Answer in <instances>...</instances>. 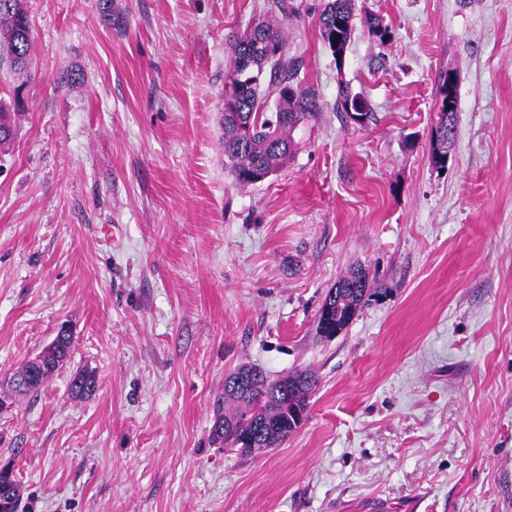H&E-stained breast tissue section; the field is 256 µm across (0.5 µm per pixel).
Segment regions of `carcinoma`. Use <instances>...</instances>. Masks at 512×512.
<instances>
[{
	"instance_id": "obj_1",
	"label": "carcinoma",
	"mask_w": 512,
	"mask_h": 512,
	"mask_svg": "<svg viewBox=\"0 0 512 512\" xmlns=\"http://www.w3.org/2000/svg\"><path fill=\"white\" fill-rule=\"evenodd\" d=\"M355 0H328L320 15V33L325 45L343 59L354 31ZM285 39L277 25L263 24L234 42L231 48L224 93L233 99L234 110L224 113V168L237 185L245 187L261 182L267 172L275 171L292 151L290 132L301 121L320 109L316 92L293 84L295 72L281 64ZM31 49L30 24L23 0H0V70H22ZM277 91L275 111H269L270 90ZM336 106L346 113L356 112L371 118L365 98L343 86ZM439 107L433 134L432 165L445 167L448 157V122ZM17 134L15 119L0 104V146L10 144ZM369 274L356 269L340 278L324 303L331 304L329 317L319 311L317 332L324 337L339 335L352 321L366 295L370 294ZM72 346L45 355L46 367L35 379L18 391L29 395L47 382L63 365ZM253 386L241 392L224 382V396L217 404H237L231 414L216 408L211 438L241 456H249L264 448H275L299 428L297 416L309 413V396L317 386V378L306 370L290 372L269 382L255 367ZM96 388L95 375L87 370L76 374L71 382L75 397H87Z\"/></svg>"
}]
</instances>
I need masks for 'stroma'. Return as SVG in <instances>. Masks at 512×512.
<instances>
[{
  "mask_svg": "<svg viewBox=\"0 0 512 512\" xmlns=\"http://www.w3.org/2000/svg\"><path fill=\"white\" fill-rule=\"evenodd\" d=\"M24 0L0 72V395L68 328L71 355L0 409L20 512H512V0ZM382 19L377 37L366 20ZM276 20L321 109L286 163L224 168L235 40ZM457 79L448 168L430 163ZM372 113L337 111L341 85ZM371 295L317 336L354 267ZM316 374L308 420L248 457L212 443L226 375ZM82 370L94 393L73 398ZM29 28L22 0H0V70L26 67L31 49ZM354 7L355 0H330L320 15L322 39L339 61L354 31Z\"/></svg>",
  "mask_w": 512,
  "mask_h": 512,
  "instance_id": "1",
  "label": "stroma"
}]
</instances>
